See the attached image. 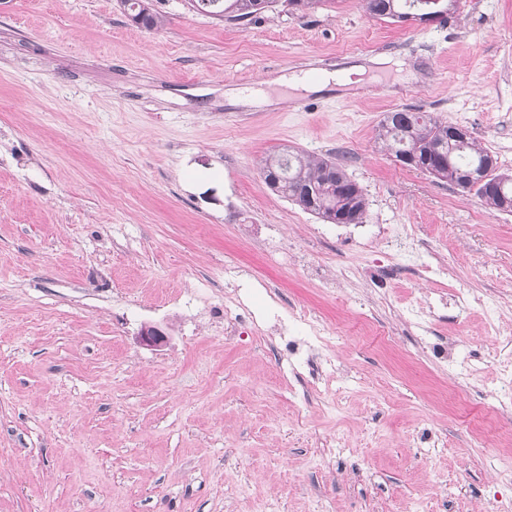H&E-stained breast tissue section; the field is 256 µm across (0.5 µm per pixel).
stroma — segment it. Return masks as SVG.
<instances>
[{
    "label": "stroma",
    "mask_w": 512,
    "mask_h": 512,
    "mask_svg": "<svg viewBox=\"0 0 512 512\" xmlns=\"http://www.w3.org/2000/svg\"><path fill=\"white\" fill-rule=\"evenodd\" d=\"M152 3L149 32L119 0H0V512H512V212L376 137L416 108L512 175V0ZM312 65L365 72L278 84ZM286 149L343 162L364 222L272 191ZM195 9L233 22L250 21L273 8L277 0H192ZM428 1H432L435 6L436 1H441L439 6L441 9L447 8L448 3L454 0H364L366 12L376 18V19H391L398 22H403V20L408 19L410 15H413L409 12L402 11L403 7L407 6L409 2V7L415 6V3L422 6V8L427 10ZM438 7L430 8L431 11H436Z\"/></svg>",
    "instance_id": "stroma-1"
}]
</instances>
